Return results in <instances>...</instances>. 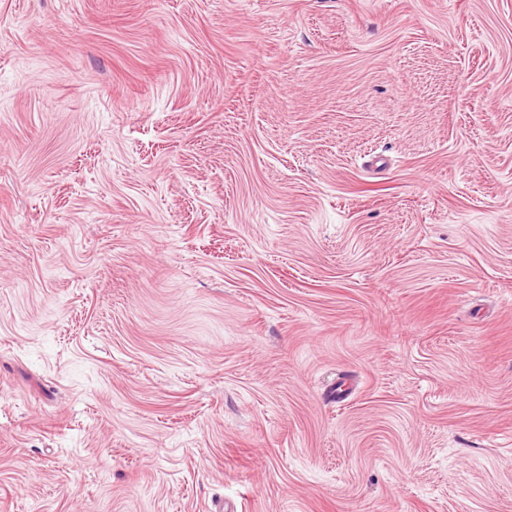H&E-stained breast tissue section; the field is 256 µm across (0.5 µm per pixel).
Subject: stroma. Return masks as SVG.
I'll use <instances>...</instances> for the list:
<instances>
[{
  "instance_id": "35a3bbf8",
  "label": "stroma",
  "mask_w": 512,
  "mask_h": 512,
  "mask_svg": "<svg viewBox=\"0 0 512 512\" xmlns=\"http://www.w3.org/2000/svg\"><path fill=\"white\" fill-rule=\"evenodd\" d=\"M512 512V0H0V512Z\"/></svg>"
}]
</instances>
